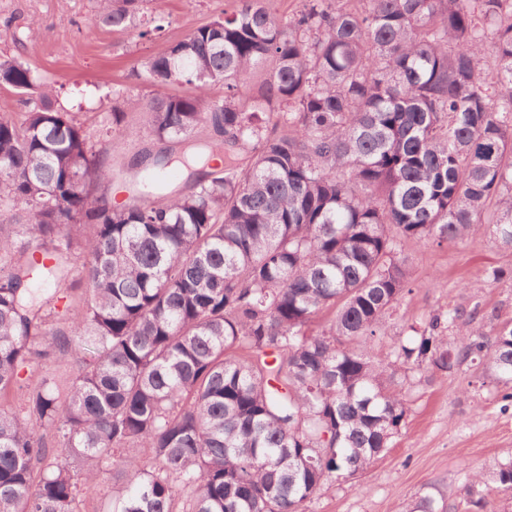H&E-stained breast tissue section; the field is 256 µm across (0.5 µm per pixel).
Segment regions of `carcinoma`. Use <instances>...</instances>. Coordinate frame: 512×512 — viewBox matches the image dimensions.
Returning <instances> with one entry per match:
<instances>
[{
    "label": "carcinoma",
    "mask_w": 512,
    "mask_h": 512,
    "mask_svg": "<svg viewBox=\"0 0 512 512\" xmlns=\"http://www.w3.org/2000/svg\"><path fill=\"white\" fill-rule=\"evenodd\" d=\"M236 2L135 72L159 147L120 206L83 124L0 55L20 106L0 115V396L23 391L0 406V512H81L111 470L112 512H304L399 434L398 375L512 384V324L489 335L476 308L375 353L414 286L402 241L484 224L512 248V0ZM142 3L96 0L89 30L138 28ZM59 355L62 384L40 372ZM486 478L512 495V457Z\"/></svg>",
    "instance_id": "obj_1"
}]
</instances>
